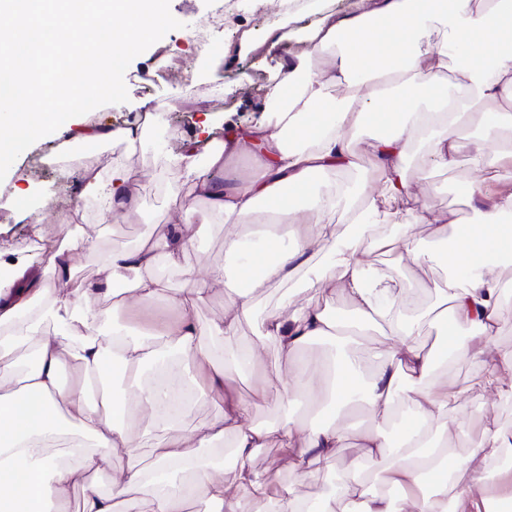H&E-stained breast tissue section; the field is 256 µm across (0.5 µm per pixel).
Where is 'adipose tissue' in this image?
Segmentation results:
<instances>
[{
	"instance_id": "adipose-tissue-1",
	"label": "adipose tissue",
	"mask_w": 512,
	"mask_h": 512,
	"mask_svg": "<svg viewBox=\"0 0 512 512\" xmlns=\"http://www.w3.org/2000/svg\"><path fill=\"white\" fill-rule=\"evenodd\" d=\"M53 24H45L44 14ZM11 41L0 48V166L37 134L52 130L92 145L102 140L135 149L133 129H74L73 118L93 97L111 93L110 73L119 59L136 54L171 18L163 0H0ZM90 30L80 51H72L75 24ZM309 52L284 50L285 17L275 14L257 32L243 34L250 48L280 50V79L270 95L274 109L245 127L226 126L207 143L208 163L199 166L194 149L171 159L179 174L173 193L183 216L185 199L209 204L207 222L224 227V249L237 257L242 224L266 211L262 252L240 260V275L249 288L232 287L224 318L202 330L192 318L194 306L207 300L210 282H226L225 267L211 268L192 288H169L161 267L177 265L187 247L182 225L170 235L144 237L132 249L109 256L113 271L127 280L119 305L163 304L178 312L177 323L154 333L114 330L113 310L98 305L103 284L74 280L71 256L92 251L95 242L81 235L66 247L46 246L48 267L63 286L55 292L19 281L0 287V512H122L136 490L144 495L136 512H187L201 499L212 512H245L262 504L265 512H309L306 500L279 485L275 475L252 467L256 449L278 444L295 469L335 455L345 435L335 424L309 425L304 437L296 427L248 425V401L238 397L223 368L200 344L202 333L235 335L239 316L253 309L256 289L284 284L325 243H333L331 264L323 276L307 281L310 300L290 312H274L262 321V335L276 342L283 361H298L297 376L281 367L269 373L280 409L296 404L309 390L320 389L338 408L364 405L377 420L399 417L410 408L414 420L402 427L400 443L383 429L360 435L366 478L335 486L320 499L318 512H492L512 504L498 494L485 473H468L448 446V431L464 436L466 424L449 427V411L463 408L465 388L437 380L440 362L414 342L417 321L401 322L398 312L414 302L412 289L394 281L384 267L363 258L360 241L371 238L379 250L423 266H448L451 277L437 284L430 320L446 330L448 358H466L482 366L485 389H500L499 370H512V350H495L503 322L501 270L512 261V189H503L494 205L475 213L473 223L448 234L425 200L405 180L411 135L430 128L427 156L433 166L452 167L467 154L474 171L487 166L484 149L458 133L482 100L497 101L484 117L486 134L512 130V0H353L340 13L321 11L305 28ZM332 55L329 68L316 70L312 52ZM456 60L462 76L455 101H448L441 74ZM365 142L369 166L354 186L322 188L321 178L339 170L359 169L354 145ZM246 156L256 167L237 173L230 185H217L213 171L225 160ZM130 169L114 166L109 177L86 170L83 195L104 200L111 212H126L137 201L128 191ZM380 185L372 195V185ZM343 211L352 231L337 239L330 215ZM430 224L435 237H449L447 253H424L410 232L380 233L400 214ZM350 302L335 316L318 299L327 283ZM379 335L366 351L360 336ZM333 341L340 350L342 380L314 382L301 355L307 344ZM35 355L33 367L7 356L17 345ZM77 360L81 376L61 383L66 360ZM120 374L123 396L134 410L169 423L188 396L219 403L218 414L196 434L168 433L152 445V465L139 466L141 444L112 410L114 394L107 383ZM232 436L236 464L232 471L204 462L200 451ZM129 466L114 474L115 454ZM431 467L429 493H421L418 472Z\"/></svg>"
}]
</instances>
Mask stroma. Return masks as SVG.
I'll return each instance as SVG.
<instances>
[{
	"label": "stroma",
	"mask_w": 512,
	"mask_h": 512,
	"mask_svg": "<svg viewBox=\"0 0 512 512\" xmlns=\"http://www.w3.org/2000/svg\"><path fill=\"white\" fill-rule=\"evenodd\" d=\"M217 6L218 0H167L171 25L138 54L119 64L112 75L116 86L112 95L95 100L91 111L81 112V120L93 121L100 127L134 125L144 114H152L153 122L144 131L143 144L137 152H128L124 144L112 142L94 148L76 145L68 154L61 155L55 153L56 139L48 133L20 151L13 166L0 168V258L22 271L28 280L50 290L60 285L57 275L43 259L41 243L31 239V222L40 221L41 242L58 246L81 234L96 237L95 251L74 258L73 277L79 281L105 279L108 275L105 262L110 250L134 246L149 231L157 236L170 232L176 221L171 190L178 174L169 160L193 144L199 162H206L203 120H211L216 128L229 124L248 126L259 120L258 108L267 103L274 81L270 59L263 54L248 56L235 69L206 74L202 71L198 49L189 41L190 35ZM166 49L178 55L181 76L154 77V63ZM460 134L467 141L484 145L488 165L482 174H474L463 155L452 169L434 167L421 147L412 152L406 171L411 191L424 192L434 211L447 214L458 225L473 219L474 207L489 208L495 201L497 186L512 184V170L497 164L501 152H512V131L487 138L484 124L475 117L461 128ZM35 155L43 160L40 172L25 174L28 160ZM91 160L96 161L106 176L117 164L134 170L131 187L138 199L137 209L104 223L98 218L95 200L88 197L82 204L84 222L64 224L50 219L49 207L69 206L71 195L81 188V172ZM478 181L484 183L487 194L470 198L468 189ZM362 249L367 258L383 264L397 282L416 289L421 307L435 302L434 285L447 276V269L415 268L396 255L375 250L367 240L363 241ZM225 258L224 227L215 224L206 235L193 238L178 267L163 269L162 274L171 288L180 290L187 287L189 278H205L208 267L223 264ZM308 299V293L293 284L261 289L254 313L241 318L236 335L215 344L218 355L228 358L255 343L264 345L261 360L243 369L237 383L241 396L252 403L247 418L251 425L278 426L289 421L298 425L320 415L326 405L320 397H302L301 407L291 418L276 408L277 394L267 386L266 371L279 363L280 357L274 342H262L261 320L281 305L298 308ZM448 418L465 420L477 434L499 429L512 432V398L502 399L496 392L475 390L463 411L449 412ZM331 419L346 431L348 438L343 448L337 449L334 459L316 464L311 474L294 472L287 455L275 445L258 449L252 458L253 466L276 472L295 495L316 501L326 486L355 473L362 462L357 435L371 425V414L365 408L338 410Z\"/></svg>",
	"instance_id": "stroma-1"
}]
</instances>
